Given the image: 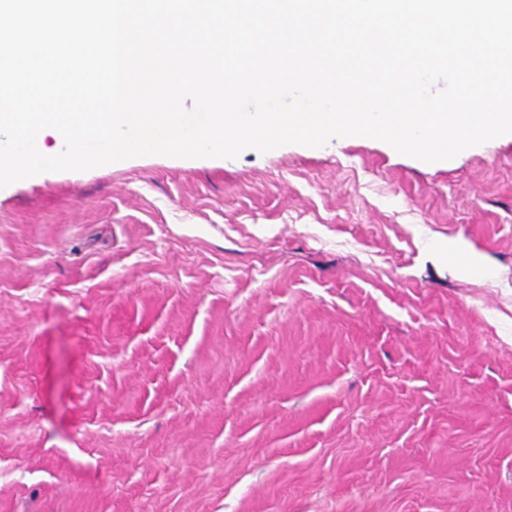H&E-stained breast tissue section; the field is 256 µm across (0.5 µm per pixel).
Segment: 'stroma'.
Returning <instances> with one entry per match:
<instances>
[{
    "label": "stroma",
    "instance_id": "35a3bbf8",
    "mask_svg": "<svg viewBox=\"0 0 512 512\" xmlns=\"http://www.w3.org/2000/svg\"><path fill=\"white\" fill-rule=\"evenodd\" d=\"M0 512H512V135L0 188Z\"/></svg>",
    "mask_w": 512,
    "mask_h": 512
}]
</instances>
